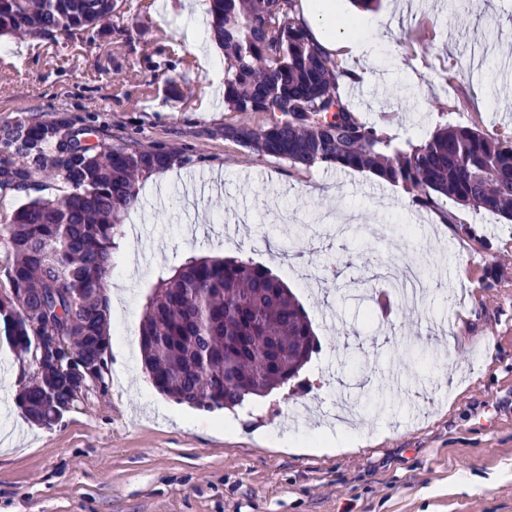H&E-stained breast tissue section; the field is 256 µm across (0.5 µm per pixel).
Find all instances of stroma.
I'll use <instances>...</instances> for the list:
<instances>
[{
    "label": "stroma",
    "instance_id": "stroma-1",
    "mask_svg": "<svg viewBox=\"0 0 512 512\" xmlns=\"http://www.w3.org/2000/svg\"><path fill=\"white\" fill-rule=\"evenodd\" d=\"M336 0L372 55L344 94L399 147L444 124L512 136V0ZM387 16L377 31V16ZM198 20L126 0L111 27L60 42L0 36V125L67 113L100 139L182 151L140 182L114 252L105 385L54 425L16 411L19 356L0 335V512H512V222L443 201L413 207L362 171L299 170L224 140V60ZM176 78L181 99L167 90ZM222 173L185 197L186 173ZM349 224H327L316 189ZM267 266L320 348L296 388L232 411L176 404L144 373L139 331L160 273L189 255ZM417 266L418 305L384 320L364 298L384 266ZM321 277L302 285V273Z\"/></svg>",
    "mask_w": 512,
    "mask_h": 512
}]
</instances>
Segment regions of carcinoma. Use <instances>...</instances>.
Returning a JSON list of instances; mask_svg holds the SVG:
<instances>
[{
	"label": "carcinoma",
	"instance_id": "1",
	"mask_svg": "<svg viewBox=\"0 0 512 512\" xmlns=\"http://www.w3.org/2000/svg\"><path fill=\"white\" fill-rule=\"evenodd\" d=\"M212 34L224 53V140L298 169L367 170L433 209L442 199L512 221V136L447 125L406 150L368 124L340 90L348 72L310 34L299 0H209ZM118 0H0V36L58 40L112 20ZM271 120L255 124L251 117ZM0 137V192H26L36 178L69 191L35 197L0 231V335L29 359L19 393L24 417L49 426L79 401L72 379L52 366L34 374L38 336L68 337L74 360L95 367L87 388L105 386L111 356L108 288L122 218L139 203V176L191 156L136 142H93L92 126L65 113L18 122ZM143 367L179 405L233 410L280 389L319 348L291 290L249 260L190 256L159 277L141 325ZM279 350L272 366L256 352Z\"/></svg>",
	"mask_w": 512,
	"mask_h": 512
}]
</instances>
